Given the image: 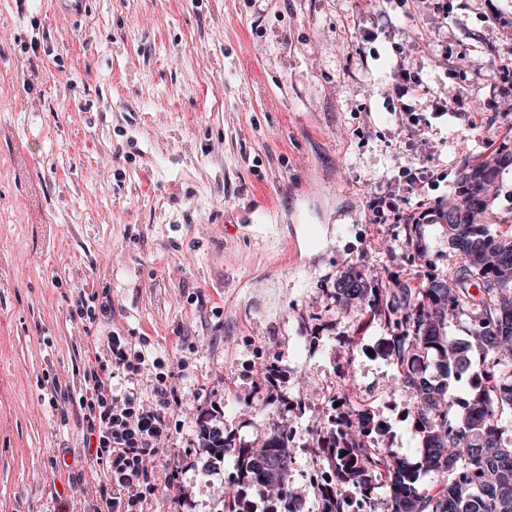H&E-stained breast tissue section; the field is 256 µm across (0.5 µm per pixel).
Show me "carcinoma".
Masks as SVG:
<instances>
[{"instance_id":"obj_1","label":"carcinoma","mask_w":512,"mask_h":512,"mask_svg":"<svg viewBox=\"0 0 512 512\" xmlns=\"http://www.w3.org/2000/svg\"><path fill=\"white\" fill-rule=\"evenodd\" d=\"M512 166V152L477 164L467 163L459 181L458 202L435 209L456 258L448 269L423 274L415 283L383 281L366 266L338 281V305L360 303L363 317L377 320L394 337L388 349L398 374V390L408 397L411 420L422 440L413 459L389 447L387 430L376 444L366 443V426L346 425L341 434L322 422L312 431L314 463L334 476L319 512H346L353 496L383 490L371 512H512V227L506 230L487 213V186ZM415 258L426 259V225H402ZM477 287L472 292L471 287ZM468 323L467 338L450 334L449 323ZM428 356L442 378L408 368ZM482 363L486 385L458 398L448 379H464L471 358ZM268 415L261 450L236 440L234 432H203L215 457L234 460L235 489L224 498V512H246L247 492L272 490L270 498H298L290 482L292 452L288 428L279 418L288 401L268 389L247 404ZM433 473L427 486L421 477Z\"/></svg>"}]
</instances>
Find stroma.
<instances>
[{
    "instance_id": "stroma-1",
    "label": "stroma",
    "mask_w": 512,
    "mask_h": 512,
    "mask_svg": "<svg viewBox=\"0 0 512 512\" xmlns=\"http://www.w3.org/2000/svg\"><path fill=\"white\" fill-rule=\"evenodd\" d=\"M510 89L512 0H0V512H92L80 397L114 332L174 374L144 512H222L233 460L200 431L261 446L244 403L269 363L310 498L298 404L343 369L397 383L386 352L345 357L384 330L331 293L364 259L415 269L396 214L512 148Z\"/></svg>"
}]
</instances>
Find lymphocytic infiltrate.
Returning <instances> with one entry per match:
<instances>
[{
    "label": "lymphocytic infiltrate",
    "mask_w": 512,
    "mask_h": 512,
    "mask_svg": "<svg viewBox=\"0 0 512 512\" xmlns=\"http://www.w3.org/2000/svg\"><path fill=\"white\" fill-rule=\"evenodd\" d=\"M108 347L111 364L95 360L84 374L87 396L82 405L88 410L89 424L97 428L92 457L112 489L111 494L101 497L95 512H141L143 502L156 492L149 470L161 443L172 435V423L165 412L172 392L171 376L164 372L163 361L155 360L152 391L157 404L153 407L134 390L116 394L113 380L117 372L140 374L145 356L118 335L109 336Z\"/></svg>",
    "instance_id": "lymphocytic-infiltrate-1"
}]
</instances>
